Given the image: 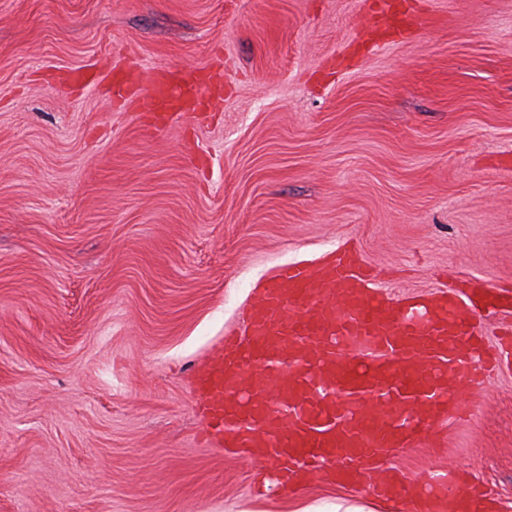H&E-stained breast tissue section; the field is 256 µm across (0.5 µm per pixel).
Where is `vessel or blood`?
Segmentation results:
<instances>
[{
    "label": "vessel or blood",
    "instance_id": "1",
    "mask_svg": "<svg viewBox=\"0 0 512 512\" xmlns=\"http://www.w3.org/2000/svg\"><path fill=\"white\" fill-rule=\"evenodd\" d=\"M177 88L212 91L193 68L160 69L144 89L132 68L112 79L113 98L138 90L156 112L172 111ZM496 312L512 313V287L474 280L393 296L354 246L277 265L241 309V331L191 376L205 442L263 460L284 489L322 475L365 482L386 500L460 499L456 471L412 480L389 459L457 421L460 388L485 389L512 365V325L484 331Z\"/></svg>",
    "mask_w": 512,
    "mask_h": 512
}]
</instances>
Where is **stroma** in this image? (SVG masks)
<instances>
[{"instance_id":"obj_1","label":"stroma","mask_w":512,"mask_h":512,"mask_svg":"<svg viewBox=\"0 0 512 512\" xmlns=\"http://www.w3.org/2000/svg\"><path fill=\"white\" fill-rule=\"evenodd\" d=\"M0 0V512H297L375 506L206 447L189 380L281 262L355 238L393 295L512 283V0ZM118 58L224 77L159 132L108 82ZM470 417L396 453L467 468L512 512V369Z\"/></svg>"}]
</instances>
